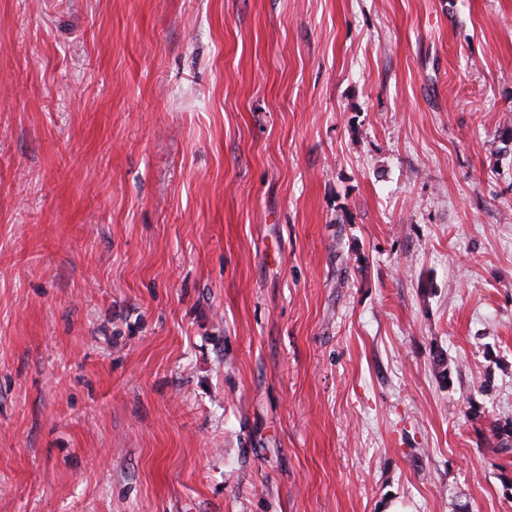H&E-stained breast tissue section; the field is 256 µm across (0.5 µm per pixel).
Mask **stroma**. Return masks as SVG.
<instances>
[{
  "instance_id": "35a3bbf8",
  "label": "stroma",
  "mask_w": 512,
  "mask_h": 512,
  "mask_svg": "<svg viewBox=\"0 0 512 512\" xmlns=\"http://www.w3.org/2000/svg\"><path fill=\"white\" fill-rule=\"evenodd\" d=\"M496 422L512 0H0V512H512Z\"/></svg>"
}]
</instances>
